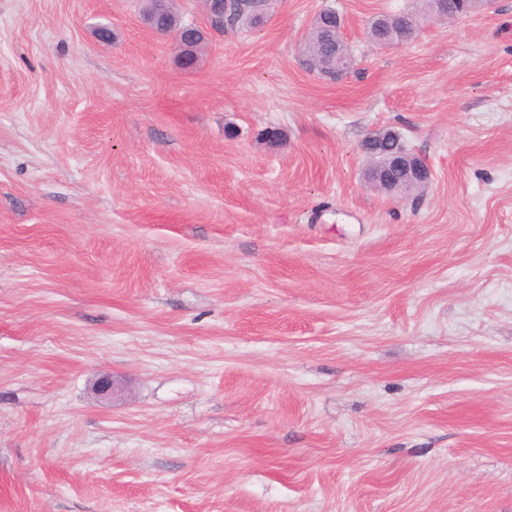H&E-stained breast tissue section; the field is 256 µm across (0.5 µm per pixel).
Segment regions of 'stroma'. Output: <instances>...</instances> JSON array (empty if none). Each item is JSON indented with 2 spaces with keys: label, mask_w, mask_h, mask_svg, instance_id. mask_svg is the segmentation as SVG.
<instances>
[{
  "label": "stroma",
  "mask_w": 512,
  "mask_h": 512,
  "mask_svg": "<svg viewBox=\"0 0 512 512\" xmlns=\"http://www.w3.org/2000/svg\"><path fill=\"white\" fill-rule=\"evenodd\" d=\"M412 3L176 0L186 67L140 0H0V512H512V0L370 41ZM222 1H224L223 6L220 3H214L212 9L214 17L212 26L217 29L253 27L261 24L266 18L262 0H241L242 3ZM176 13L171 12L167 5L165 8H159L157 5H154L146 18L153 29H168L160 32L156 30L154 31L163 35L173 34L177 43H180L181 41V28L186 29V35L181 44L180 53L183 64L189 67L195 63L196 52L204 39V35L202 31L194 30L192 29L193 27L189 25L181 26L179 24L181 28H172L177 23L178 13ZM382 16L388 19L390 23L382 22L376 29H372L371 27L368 32L371 39L390 35L396 42L403 43L411 40L415 36L419 26L418 17L415 12L406 10L402 13ZM384 37L379 38L375 42L372 41L382 46L392 43ZM342 26L343 19L338 12L336 13L334 21L332 19L321 17L316 25L311 28L307 38V43L309 44V53H307V56L310 60L312 69L317 71L322 77L329 80H335L336 74L330 70L324 69L326 68L324 64H326L327 58L330 56L336 57L338 53H342L344 51L349 52L346 47L339 46L337 42L338 33L340 42L344 43L341 37ZM386 136L370 134L365 139L373 141H391L393 144L387 149L374 150L361 145L364 154L370 163V172L373 180L383 189L390 192L401 191L406 184L424 185L430 178V170L423 160L410 153L401 141L398 132L387 130ZM397 169H403L409 174V179L400 183L392 178V172Z\"/></svg>",
  "instance_id": "obj_1"
}]
</instances>
